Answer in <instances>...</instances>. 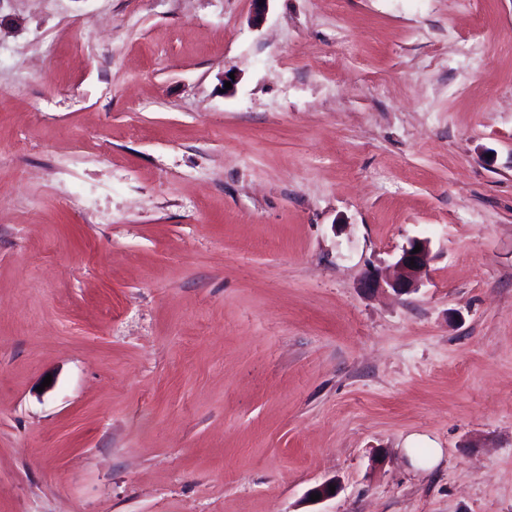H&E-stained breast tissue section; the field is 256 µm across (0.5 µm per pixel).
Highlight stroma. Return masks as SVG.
Here are the masks:
<instances>
[{
	"mask_svg": "<svg viewBox=\"0 0 512 512\" xmlns=\"http://www.w3.org/2000/svg\"><path fill=\"white\" fill-rule=\"evenodd\" d=\"M253 11L0 0V512H512V0ZM416 245L421 246L418 253H412ZM414 258V267L410 261ZM431 259V242L425 238H412L403 245L397 255L395 267L397 274L390 280L383 281L377 270H368L363 279L366 289L376 290L384 287V284L398 295H407L419 290L421 276Z\"/></svg>",
	"mask_w": 512,
	"mask_h": 512,
	"instance_id": "obj_1",
	"label": "stroma"
}]
</instances>
